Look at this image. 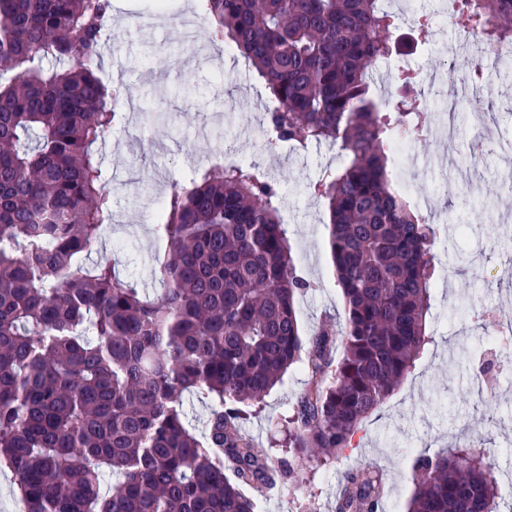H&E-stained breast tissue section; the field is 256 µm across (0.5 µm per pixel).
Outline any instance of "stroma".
Segmentation results:
<instances>
[{
    "mask_svg": "<svg viewBox=\"0 0 512 512\" xmlns=\"http://www.w3.org/2000/svg\"><path fill=\"white\" fill-rule=\"evenodd\" d=\"M148 6L149 0H112L117 37L104 48L102 67H121L141 110L134 116L135 136H126L119 122L102 146L112 224L83 265L114 260L121 276L155 298L158 285L150 260L167 241L155 222L154 202L173 182H188L196 167L217 163L223 154L259 166L281 189V216L298 270L311 283L297 298L303 337L326 321L343 327V296L327 250V207L308 189L325 169L342 164L339 148L272 149L263 122L270 102L253 67L238 53L212 44L207 26L199 27L192 43L170 37L164 21L154 28L133 26ZM459 39L449 24L410 51L413 67L442 73L434 97L449 96L472 63L471 54L446 53V45ZM151 112L164 113V120H148ZM479 127L488 138L477 168L466 161L469 131L449 147L432 134L415 145L428 195L423 209L443 222L433 247L444 266L432 279L430 343L400 387L364 422L353 448L337 456L315 455L300 478H286L259 498L256 512H336L340 477L366 467L386 474L383 512H404L416 457L459 443L494 450L501 496L512 497V377L502 378L491 394L478 393L474 385L488 339L480 315L512 316V240L503 236L500 224L512 217V189L503 183L512 170V151L501 148L504 140H512L508 76L495 78L485 92ZM306 383L303 369L291 367L260 406L248 408L242 423L282 465L292 460L288 422Z\"/></svg>",
    "mask_w": 512,
    "mask_h": 512,
    "instance_id": "obj_1",
    "label": "stroma"
}]
</instances>
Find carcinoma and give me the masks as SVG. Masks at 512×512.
<instances>
[{
    "mask_svg": "<svg viewBox=\"0 0 512 512\" xmlns=\"http://www.w3.org/2000/svg\"><path fill=\"white\" fill-rule=\"evenodd\" d=\"M268 87L266 125L345 162L310 184L328 209L345 303L341 337L303 342L280 195L254 164L195 172L163 200L168 252L151 300L111 261L84 268L112 220L98 146L120 88L99 76L112 0H0V462L25 512H255L284 472L247 436L241 406L295 364L309 386L288 441L302 464L340 454L429 341L434 229L393 186L390 134L428 129L421 103L389 110L369 87L398 45L379 0H204ZM455 24L483 50L512 42V0H463ZM54 59L58 66L48 67ZM342 348L339 358L333 353ZM211 401L203 436L182 399ZM120 478L101 491L100 472ZM406 512H500L483 453L421 455ZM376 467L346 473L336 512H378Z\"/></svg>",
    "mask_w": 512,
    "mask_h": 512,
    "instance_id": "obj_1",
    "label": "carcinoma"
}]
</instances>
